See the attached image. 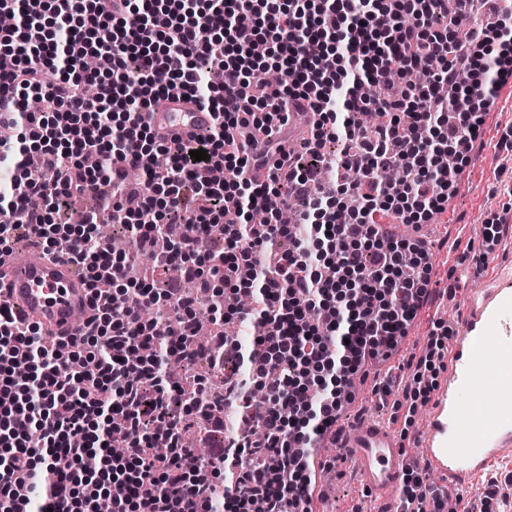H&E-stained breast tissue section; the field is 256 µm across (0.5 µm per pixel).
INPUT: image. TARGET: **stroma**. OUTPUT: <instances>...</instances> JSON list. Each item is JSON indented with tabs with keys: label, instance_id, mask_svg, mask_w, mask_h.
<instances>
[{
	"label": "stroma",
	"instance_id": "35a3bbf8",
	"mask_svg": "<svg viewBox=\"0 0 512 512\" xmlns=\"http://www.w3.org/2000/svg\"><path fill=\"white\" fill-rule=\"evenodd\" d=\"M512 100L503 102L493 127L485 129L481 147L470 155L457 189L451 196L445 213L435 216L423 231L435 240L453 237L462 245L454 252H432L429 285L435 295L411 322L392 356L401 362L410 353L419 351L431 334L453 336L460 327V298L471 274L486 268L495 257L512 256V248L502 247L493 252L490 240L481 233L488 219L512 217ZM374 378L358 383L351 398L341 409L336 425L351 427L361 415L368 414L388 423L402 439L410 463H417V432L426 421V406H418L412 419H405L396 403L401 390H393L385 399L375 395ZM317 456L335 459L336 470L324 484L325 512H354L369 507L370 502L359 487L345 461L343 448L322 446ZM456 512H469L473 504L486 502L488 512H512V460L497 464L490 475L470 482L466 489L450 490Z\"/></svg>",
	"mask_w": 512,
	"mask_h": 512
}]
</instances>
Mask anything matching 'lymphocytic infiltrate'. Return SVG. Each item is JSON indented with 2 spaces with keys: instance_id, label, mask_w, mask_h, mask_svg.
Returning <instances> with one entry per match:
<instances>
[{
  "instance_id": "lymphocytic-infiltrate-1",
  "label": "lymphocytic infiltrate",
  "mask_w": 512,
  "mask_h": 512,
  "mask_svg": "<svg viewBox=\"0 0 512 512\" xmlns=\"http://www.w3.org/2000/svg\"><path fill=\"white\" fill-rule=\"evenodd\" d=\"M470 2L0 0L19 19L0 30L15 60L0 69V124L18 133L0 151V253L34 241L67 257L96 309L80 336L47 347L0 303V512H100L106 498L112 512H314L318 474L336 462L310 458L344 382L396 347L429 283L424 243L381 236L374 217L419 225L444 211L512 69V11L477 41ZM263 65L285 89L251 79ZM369 84L383 97L361 94ZM174 90L212 113L205 135L156 138L149 114ZM294 110L316 116L301 148L253 154L243 132L283 133ZM365 111L375 122L351 137ZM198 149L206 159L191 158ZM263 156L275 164L260 182L248 171ZM388 165L405 185L377 179ZM92 185L111 186V221L131 227L133 252L100 239L96 212L65 219ZM281 196L301 199L297 225L268 209ZM263 208L265 223H249ZM141 254L179 265L195 294L131 276ZM245 288L259 309L239 307ZM217 316L259 325L249 361L267 408L255 413L229 376L237 421L252 426L233 438L203 381L184 397L168 377L173 360L220 369L233 357L225 337L204 349L193 338ZM279 365L287 373L270 378Z\"/></svg>"
}]
</instances>
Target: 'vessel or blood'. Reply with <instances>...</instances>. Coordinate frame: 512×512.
Wrapping results in <instances>:
<instances>
[{
	"label": "vessel or blood",
	"instance_id": "b4317fda",
	"mask_svg": "<svg viewBox=\"0 0 512 512\" xmlns=\"http://www.w3.org/2000/svg\"><path fill=\"white\" fill-rule=\"evenodd\" d=\"M212 114L175 93L152 114L164 139L188 140L208 130ZM0 300L54 336L80 334L90 313V290L81 269L67 258L7 259ZM489 403L473 401L477 390ZM420 460L449 487L470 480L512 457V264L494 262L474 276L461 308V326L448 345L447 374L434 390L428 419L418 434ZM350 464L375 503L374 512H395L408 459L393 429L366 417L337 434Z\"/></svg>",
	"mask_w": 512,
	"mask_h": 512
}]
</instances>
